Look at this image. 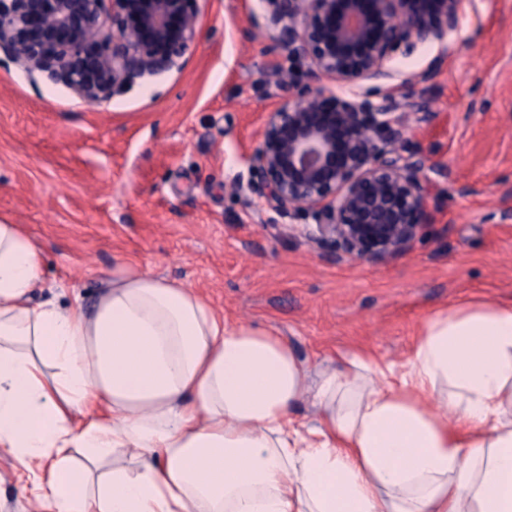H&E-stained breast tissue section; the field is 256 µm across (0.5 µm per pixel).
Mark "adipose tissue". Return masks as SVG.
<instances>
[{"mask_svg":"<svg viewBox=\"0 0 512 512\" xmlns=\"http://www.w3.org/2000/svg\"><path fill=\"white\" fill-rule=\"evenodd\" d=\"M42 267L0 221V454L39 512H512V303L435 312L402 369L314 374L136 262L64 309Z\"/></svg>","mask_w":512,"mask_h":512,"instance_id":"obj_1","label":"adipose tissue"}]
</instances>
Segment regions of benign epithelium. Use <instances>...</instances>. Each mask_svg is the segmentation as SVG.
Listing matches in <instances>:
<instances>
[{
    "label": "benign epithelium",
    "instance_id": "obj_1",
    "mask_svg": "<svg viewBox=\"0 0 512 512\" xmlns=\"http://www.w3.org/2000/svg\"><path fill=\"white\" fill-rule=\"evenodd\" d=\"M466 0H263L273 48L303 79L282 86L247 156L243 188L272 224L304 222L320 251L384 262L433 223L431 181L398 142L418 108L391 63L438 46L415 79L432 83ZM199 0H0V53L98 104L185 68L201 38ZM331 78L350 94H325Z\"/></svg>",
    "mask_w": 512,
    "mask_h": 512
}]
</instances>
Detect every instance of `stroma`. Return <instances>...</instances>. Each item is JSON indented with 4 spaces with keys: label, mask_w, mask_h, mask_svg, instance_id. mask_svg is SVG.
Returning a JSON list of instances; mask_svg holds the SVG:
<instances>
[{
    "label": "stroma",
    "mask_w": 512,
    "mask_h": 512,
    "mask_svg": "<svg viewBox=\"0 0 512 512\" xmlns=\"http://www.w3.org/2000/svg\"><path fill=\"white\" fill-rule=\"evenodd\" d=\"M199 6L186 68L101 104L0 62V220L45 256L35 301L92 303L130 258L314 368L358 352L399 366L435 311L512 303V0H467L441 73L415 87L431 118L403 142L432 167L434 226L385 263L321 255L240 189L289 63L247 21L260 0ZM0 512H36L3 454Z\"/></svg>",
    "instance_id": "stroma-1"
}]
</instances>
